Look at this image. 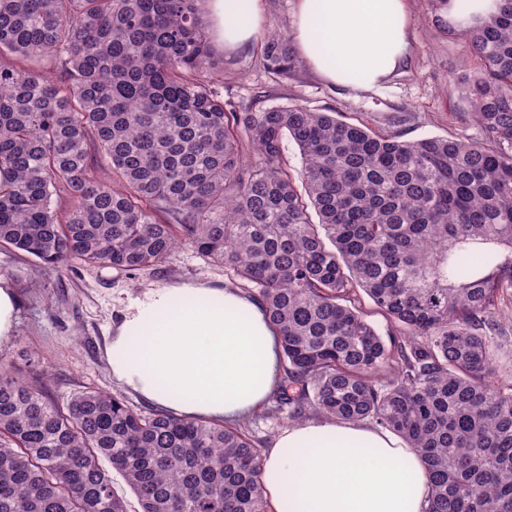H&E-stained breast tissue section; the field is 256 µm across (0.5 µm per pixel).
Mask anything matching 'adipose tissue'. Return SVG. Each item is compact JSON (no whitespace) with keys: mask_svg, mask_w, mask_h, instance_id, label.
Masks as SVG:
<instances>
[{"mask_svg":"<svg viewBox=\"0 0 512 512\" xmlns=\"http://www.w3.org/2000/svg\"><path fill=\"white\" fill-rule=\"evenodd\" d=\"M226 49L259 41L262 0H209ZM500 0H448L452 27H473ZM305 64L328 82L374 89L411 48L407 0H294L290 32ZM113 378L176 416L237 421L262 406L279 344L259 305L235 288L144 290L106 345ZM273 512H423L429 477L393 433L326 418L292 424L262 453Z\"/></svg>","mask_w":512,"mask_h":512,"instance_id":"ef3b65f1","label":"adipose tissue"}]
</instances>
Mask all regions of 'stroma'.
<instances>
[{"instance_id":"1","label":"stroma","mask_w":512,"mask_h":512,"mask_svg":"<svg viewBox=\"0 0 512 512\" xmlns=\"http://www.w3.org/2000/svg\"><path fill=\"white\" fill-rule=\"evenodd\" d=\"M409 12L408 59L379 87L356 93L315 75L300 59L288 77H276L265 68L259 45L228 52L210 11L202 17L216 66L224 71L220 91L234 105H302L407 140L478 137L480 129L461 94L463 77L477 67L466 38L448 26L430 0H409ZM0 279L14 289L19 310L14 339L0 351L1 366L38 379L61 404L78 393L99 390L123 396L143 411L150 410V403L113 380L105 356V343L126 309L152 285L229 283L222 266L189 248L177 250L165 265L131 275L77 263L53 270L0 246Z\"/></svg>"}]
</instances>
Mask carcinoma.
<instances>
[{
  "label": "carcinoma",
  "instance_id": "carcinoma-1",
  "mask_svg": "<svg viewBox=\"0 0 512 512\" xmlns=\"http://www.w3.org/2000/svg\"><path fill=\"white\" fill-rule=\"evenodd\" d=\"M467 37L481 138L410 141L306 107H226L199 0H0V244L127 272L191 247L279 338L268 414L400 436L430 478L424 512H512V384L491 377L512 306V0ZM261 57L293 67L282 34ZM112 469L140 512L270 509L244 423L101 391L59 406L0 371V512H127Z\"/></svg>",
  "mask_w": 512,
  "mask_h": 512
}]
</instances>
